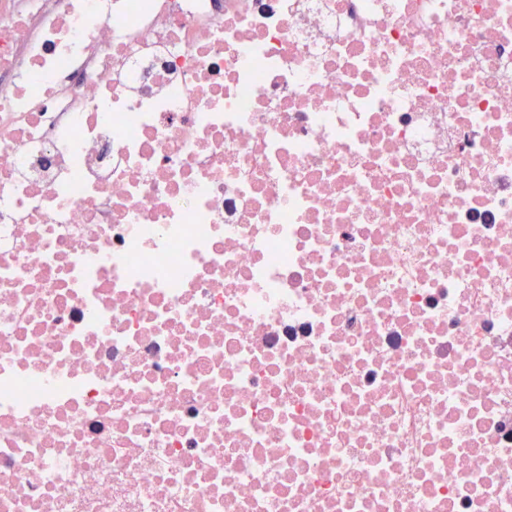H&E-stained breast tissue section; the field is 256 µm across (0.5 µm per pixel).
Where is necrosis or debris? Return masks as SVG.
Segmentation results:
<instances>
[{"mask_svg": "<svg viewBox=\"0 0 512 512\" xmlns=\"http://www.w3.org/2000/svg\"><path fill=\"white\" fill-rule=\"evenodd\" d=\"M0 512H512V0H0Z\"/></svg>", "mask_w": 512, "mask_h": 512, "instance_id": "1", "label": "necrosis or debris"}]
</instances>
